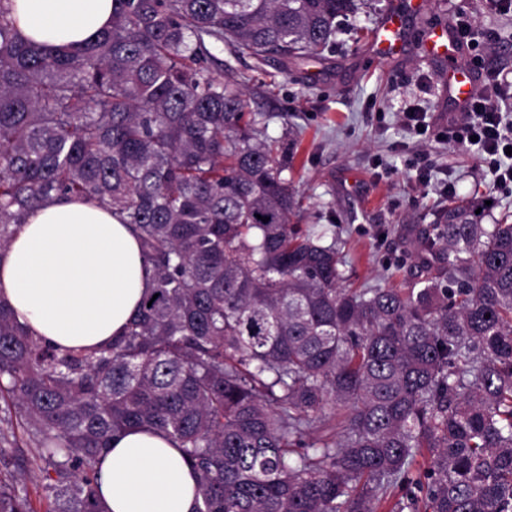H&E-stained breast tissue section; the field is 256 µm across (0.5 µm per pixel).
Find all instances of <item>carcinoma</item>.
I'll use <instances>...</instances> for the list:
<instances>
[{
    "label": "carcinoma",
    "instance_id": "obj_1",
    "mask_svg": "<svg viewBox=\"0 0 512 512\" xmlns=\"http://www.w3.org/2000/svg\"><path fill=\"white\" fill-rule=\"evenodd\" d=\"M362 2L112 0L73 50L0 0V250L73 198L122 216L150 282L92 354L0 303V474L40 462L50 512H105L100 463L135 428L180 449L196 512H512V222L453 201L416 230L420 276L352 287L336 240L291 223L289 142L208 66L210 40L321 59ZM0 512H34L1 477Z\"/></svg>",
    "mask_w": 512,
    "mask_h": 512
}]
</instances>
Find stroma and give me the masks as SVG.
Wrapping results in <instances>:
<instances>
[{"label":"stroma","instance_id":"1","mask_svg":"<svg viewBox=\"0 0 512 512\" xmlns=\"http://www.w3.org/2000/svg\"><path fill=\"white\" fill-rule=\"evenodd\" d=\"M388 2L368 0L354 23L337 28L318 62L288 66L274 58L260 64L220 42L208 49L214 74L231 69L248 77L249 109L263 113L269 137H281L288 126L294 131L287 177L303 198L294 223L335 237L354 285L402 288L417 272L409 231L443 205L444 184L454 183L457 196L471 199L483 223L512 213V189L494 185L476 147L416 142L397 119L408 107L439 124L448 119L445 75L418 52L429 24L466 22L499 32L491 52L501 71L512 72V9L504 0H435L432 10L409 23L404 54L384 64L354 31L376 27ZM419 155L429 169L424 185L413 164Z\"/></svg>","mask_w":512,"mask_h":512}]
</instances>
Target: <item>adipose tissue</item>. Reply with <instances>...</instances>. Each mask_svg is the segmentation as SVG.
Instances as JSON below:
<instances>
[{
    "label": "adipose tissue",
    "instance_id": "ef3b65f1",
    "mask_svg": "<svg viewBox=\"0 0 512 512\" xmlns=\"http://www.w3.org/2000/svg\"><path fill=\"white\" fill-rule=\"evenodd\" d=\"M12 8L21 37L74 49L112 20V0H14ZM146 288L139 243L121 216L78 200L33 209L0 252V302L63 350L110 343ZM99 494L107 512H193L196 482L163 436L130 429L112 438Z\"/></svg>",
    "mask_w": 512,
    "mask_h": 512
}]
</instances>
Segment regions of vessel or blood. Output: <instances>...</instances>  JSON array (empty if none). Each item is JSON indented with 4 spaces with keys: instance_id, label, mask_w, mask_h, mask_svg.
Wrapping results in <instances>:
<instances>
[{
    "instance_id": "obj_1",
    "label": "vessel or blood",
    "mask_w": 512,
    "mask_h": 512,
    "mask_svg": "<svg viewBox=\"0 0 512 512\" xmlns=\"http://www.w3.org/2000/svg\"><path fill=\"white\" fill-rule=\"evenodd\" d=\"M426 6V0H391L377 26L372 49L380 62H388L405 52L408 23L420 15ZM419 51L425 59L445 63L448 98L453 110L467 107L479 88V82L464 61L465 47L457 32L451 28H431Z\"/></svg>"
}]
</instances>
